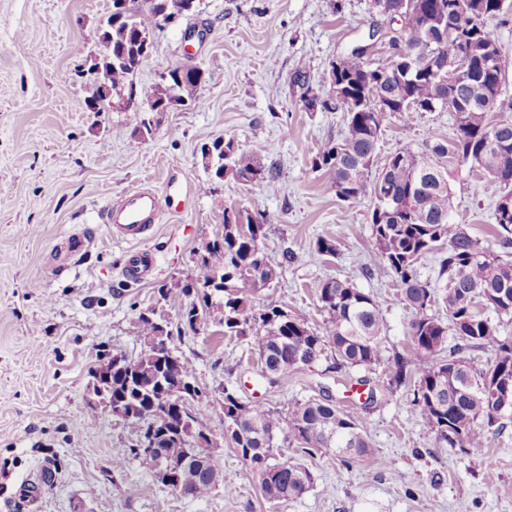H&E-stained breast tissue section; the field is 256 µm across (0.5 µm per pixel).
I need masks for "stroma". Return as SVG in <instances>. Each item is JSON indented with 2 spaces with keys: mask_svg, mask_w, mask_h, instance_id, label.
Returning <instances> with one entry per match:
<instances>
[{
  "mask_svg": "<svg viewBox=\"0 0 512 512\" xmlns=\"http://www.w3.org/2000/svg\"><path fill=\"white\" fill-rule=\"evenodd\" d=\"M111 0H0V512H512V418L489 434L481 455L437 447L430 428L410 412L408 388H390L384 366H337L332 356L270 383L247 336L210 328L172 335L170 346L194 366L204 429L228 473L203 499L164 488L130 456L138 429L91 409L87 383L99 355L144 351L132 333L158 288L180 290L195 253L223 223L214 198L263 214L265 250L281 266L274 286L255 301L304 316L323 315L315 286L347 280L378 302L387 354L406 353L413 310L377 266L369 202H343L312 159L347 131L330 97L329 64L367 40L394 33L369 0H199L194 12L162 22L133 83L159 82L180 65L205 77L193 104L151 113L153 133L135 135L143 115L92 112L88 73L102 51L100 29ZM197 36L186 39L188 31ZM319 102L308 109L306 94ZM454 115L399 112L384 127L378 160L404 144L426 149L451 136ZM234 138L256 151L281 190L211 178L204 146ZM452 209L466 212L467 232L495 247L496 199L471 164L446 166ZM152 186L172 195L146 249L155 276L132 283L121 274L128 244L109 237L98 214L126 190ZM84 233L93 244L61 267L67 241ZM336 242L319 255L317 238ZM376 400L363 427L375 455L371 468H346L322 455L298 457L315 476L300 498L272 503L257 473L224 438L222 388L243 400L285 408L330 397L351 405L359 380Z\"/></svg>",
  "mask_w": 512,
  "mask_h": 512,
  "instance_id": "stroma-1",
  "label": "stroma"
}]
</instances>
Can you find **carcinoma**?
I'll use <instances>...</instances> for the list:
<instances>
[{
  "label": "carcinoma",
  "mask_w": 512,
  "mask_h": 512,
  "mask_svg": "<svg viewBox=\"0 0 512 512\" xmlns=\"http://www.w3.org/2000/svg\"><path fill=\"white\" fill-rule=\"evenodd\" d=\"M124 0L122 13L102 33V41L112 46V54L100 55L89 67L93 85L112 87V99L99 103L96 111L124 108L125 100L136 99L153 109L163 103L183 105L196 101L198 83L191 77L176 78L163 84L135 91L133 75L149 52L145 46L158 25L190 9L191 0ZM463 0H421L398 37L406 52L416 53L431 42L438 76L419 73L409 76L403 87V99L409 106L400 109L387 105L375 112L379 89L363 86L350 97L335 100L327 108L345 112L347 132L337 142L327 143L312 159L317 169L331 174L330 187L336 197L355 202L370 201V230L377 265L396 283L401 299L415 316L409 325L408 354H397L388 363L390 385L402 387L414 382L411 400L415 417L435 434L440 448H457L476 455L485 448L486 435L504 428L503 419L512 415V394L496 391L493 384L500 375L512 381V337L500 335L504 323H512V213L504 215L502 201L512 198V116H499L492 142H487L488 117L481 109L502 93L503 80L512 71V56L503 54L487 29L488 17L501 15L499 0H486V13L480 23L457 30L446 41L438 40L439 29L450 27ZM467 51L476 63L469 92L448 82V69L459 51ZM454 113L453 135L419 151L406 144L396 152V161L372 173L379 136L393 114L424 111L430 103ZM488 163L478 160L481 151ZM471 154L472 165L485 176L486 189L498 196L494 212V235L501 252L495 253L470 236L465 226L467 214L453 212L448 204V184L442 177L439 159L448 155ZM206 155L212 157L213 175L240 183L264 181L272 192L280 190L272 172L259 156L240 147L234 139L216 140ZM386 182L394 198L406 199L409 190L415 196L426 195L424 207L406 209L389 215L379 212V186ZM224 214L222 235L205 242L196 262L194 275L180 288L190 298L181 305L177 331H196L201 320L222 329L228 336H252L254 350L268 374L279 380L299 369L296 347L304 345L309 356L318 360L331 353L336 365L366 367L386 361L384 325L381 310L373 296L337 278L319 282L316 294L324 312L322 325L312 327L304 317L277 306L255 307L254 288L244 287V273L253 270L268 284L279 280L280 266L273 264L264 245L265 223H253V216L229 207L224 199L213 201ZM446 250L438 258L437 280L446 281L439 292L420 279L418 262L433 252L438 243ZM441 304L448 321L431 314ZM161 314L154 308L140 313L132 330L143 345L156 336H170L160 327ZM455 344L446 347L448 337ZM448 355H442L443 351ZM479 350L489 354L486 365L475 368L463 353ZM150 354L128 359L126 367L112 374V396L143 406L160 387V381L180 376L196 382L192 364L182 363L162 378L149 369ZM224 435L234 444L243 460L260 476V487L269 501H288L302 496L314 484L313 473L298 462L277 459L274 436L286 434L288 444L305 454L320 452L325 458L349 468H368L374 461L370 442L362 428V412L371 399L356 403L359 412L339 408L332 400L312 399L297 402L288 411L265 403L242 401L233 390L224 389ZM180 466L163 486L191 492V498L208 496L215 488L213 473L220 470L211 449L190 435L174 434L160 444ZM131 454L151 476H156L157 456L140 447Z\"/></svg>",
  "instance_id": "carcinoma-1"
}]
</instances>
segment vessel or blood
<instances>
[{
	"mask_svg": "<svg viewBox=\"0 0 512 512\" xmlns=\"http://www.w3.org/2000/svg\"><path fill=\"white\" fill-rule=\"evenodd\" d=\"M165 204L154 189L137 187L108 201L101 210L99 220L112 238L131 245L123 266L126 279L141 283L155 272L153 253L139 249L138 244L151 234Z\"/></svg>",
	"mask_w": 512,
	"mask_h": 512,
	"instance_id": "obj_1",
	"label": "vessel or blood"
}]
</instances>
